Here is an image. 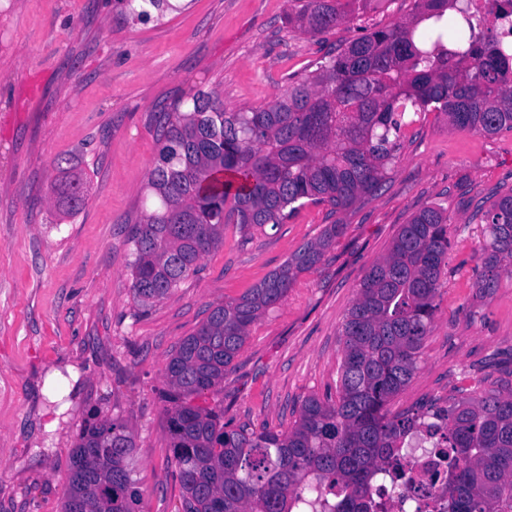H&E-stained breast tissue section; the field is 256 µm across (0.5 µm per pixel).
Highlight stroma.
<instances>
[{
    "mask_svg": "<svg viewBox=\"0 0 512 512\" xmlns=\"http://www.w3.org/2000/svg\"><path fill=\"white\" fill-rule=\"evenodd\" d=\"M294 0H184L162 18H125L114 0H0V512H60L69 456L94 410L127 420L141 512H177L181 485L166 433L164 369L210 309L260 283L325 227L321 261L251 328L222 388L224 424L288 428L302 402L336 394L340 331L371 264L400 226L447 210V266L433 328L398 413L438 398L512 389V266L477 290V204L512 193V131L483 136L439 112L406 127L390 180L341 215L305 204L273 230L224 243L148 310L133 300L128 237L151 206L147 173L161 109L196 89L226 111L266 105L328 51L411 15L415 0H374L312 36L289 24ZM82 179L84 207L53 206Z\"/></svg>",
    "mask_w": 512,
    "mask_h": 512,
    "instance_id": "1",
    "label": "stroma"
}]
</instances>
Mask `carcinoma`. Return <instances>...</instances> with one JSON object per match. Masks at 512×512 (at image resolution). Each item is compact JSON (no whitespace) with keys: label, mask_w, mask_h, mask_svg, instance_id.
I'll list each match as a JSON object with an SVG mask.
<instances>
[{"label":"carcinoma","mask_w":512,"mask_h":512,"mask_svg":"<svg viewBox=\"0 0 512 512\" xmlns=\"http://www.w3.org/2000/svg\"><path fill=\"white\" fill-rule=\"evenodd\" d=\"M411 17L362 35L288 77L265 106L224 110L198 90L159 112L153 207L128 237L133 297L165 298L224 244V227L245 234L284 223L308 202L344 212L375 195L398 159L410 113L442 112L455 129L512 131V43L470 37L458 0H415ZM340 0H302L288 22L306 33L345 20ZM138 20L177 9L171 0H116ZM85 204L81 183L55 189L65 214ZM476 214L485 224L477 288L496 286L512 262V194ZM345 225H328L261 283L214 306L171 354L166 431L182 487L178 512H370L374 476L395 455L422 404L397 415L387 405L411 380L431 333L448 255V216L426 207L401 225L388 253L357 289L342 324L336 399L307 398L288 430L226 429L224 410L194 405L220 387L250 327L316 265ZM448 420V512H512V391L461 398ZM136 446L122 418H94L70 454L61 512H139Z\"/></svg>","instance_id":"carcinoma-1"}]
</instances>
